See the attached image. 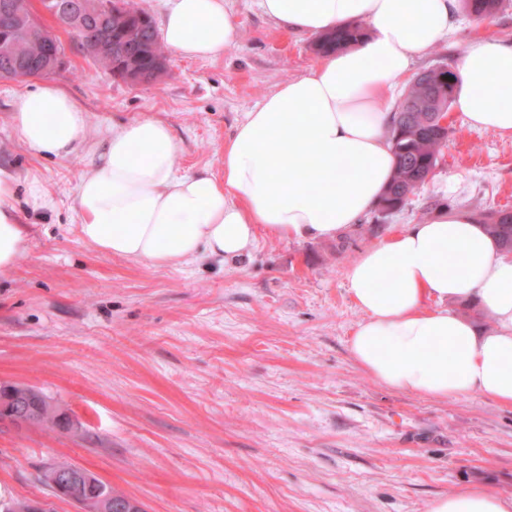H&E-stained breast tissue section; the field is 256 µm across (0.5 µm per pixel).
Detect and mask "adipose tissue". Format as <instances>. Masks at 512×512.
Segmentation results:
<instances>
[{
	"label": "adipose tissue",
	"instance_id": "obj_1",
	"mask_svg": "<svg viewBox=\"0 0 512 512\" xmlns=\"http://www.w3.org/2000/svg\"><path fill=\"white\" fill-rule=\"evenodd\" d=\"M285 28L323 35L367 23L357 43L324 56L248 112L224 141L223 172H183L169 125L154 116L114 125L91 141L87 112L44 82L15 97L12 131L33 155L87 149L74 195L83 241L98 251L176 267L245 253L258 233L328 240L369 213L391 182L393 89L413 61L444 40L459 0H258ZM240 25L224 0H172L161 40L180 57L223 54ZM456 111L475 130L512 136V42L473 41L457 64ZM50 206L42 182L0 167V277L26 237L19 202ZM363 312L351 354L383 386L439 400L474 393L512 405V252L477 217L441 209L364 250L347 272ZM473 300L492 321L477 328L447 305ZM438 308H428V301ZM428 512H512V496L474 485Z\"/></svg>",
	"mask_w": 512,
	"mask_h": 512
}]
</instances>
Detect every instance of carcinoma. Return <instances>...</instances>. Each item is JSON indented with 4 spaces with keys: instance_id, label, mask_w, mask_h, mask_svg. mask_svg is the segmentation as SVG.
<instances>
[{
    "instance_id": "carcinoma-1",
    "label": "carcinoma",
    "mask_w": 512,
    "mask_h": 512,
    "mask_svg": "<svg viewBox=\"0 0 512 512\" xmlns=\"http://www.w3.org/2000/svg\"><path fill=\"white\" fill-rule=\"evenodd\" d=\"M503 3L504 0H461L463 9L477 20L493 16ZM123 5L129 20L121 26L112 25V52L128 46L139 55L141 67L149 68L155 59L166 57V48L152 20L141 18L144 9L137 0H123ZM364 33V23H349L319 36L314 42V50L319 54L335 51L358 41ZM456 88V75L451 69L446 83L440 80V73L433 68L421 71L411 81L389 130L396 167L380 208L405 205L409 195L422 187L434 173L449 134V129L440 126L439 120L441 113L449 110ZM485 229L501 246L512 249V212L503 209L491 212ZM105 487L107 484L83 469L80 481L72 490L91 497Z\"/></svg>"
}]
</instances>
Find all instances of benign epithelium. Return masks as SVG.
<instances>
[{
	"mask_svg": "<svg viewBox=\"0 0 512 512\" xmlns=\"http://www.w3.org/2000/svg\"><path fill=\"white\" fill-rule=\"evenodd\" d=\"M49 8L45 12L54 15L60 26L65 23H77V16H94L100 12L106 14L109 23L100 25V33L84 42V53L96 61L107 63L106 75H112V21L124 19L121 0H47ZM27 0H0V13L18 20V25L3 29L0 35V55L5 58L17 57L23 45L36 43L41 46L48 43L47 33L38 25L27 19ZM64 64V52L54 48L43 53L39 59V67L17 71L16 79L28 80L41 75L51 74ZM166 69V60L159 59L149 72L132 70L126 75V82L132 85L150 83L161 76ZM55 407V404L45 395L36 390H25L16 396L12 408L0 409V425L22 428L41 419L45 411ZM79 476L77 468L70 464L59 465L50 475V481L55 488L72 485ZM76 501L84 507V512H115L112 505V495L96 500H86L82 497Z\"/></svg>",
	"mask_w": 512,
	"mask_h": 512,
	"instance_id": "benign-epithelium-1",
	"label": "benign epithelium"
}]
</instances>
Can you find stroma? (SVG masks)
<instances>
[{
    "label": "stroma",
    "instance_id": "obj_1",
    "mask_svg": "<svg viewBox=\"0 0 512 512\" xmlns=\"http://www.w3.org/2000/svg\"><path fill=\"white\" fill-rule=\"evenodd\" d=\"M239 39L213 59L170 55L155 83L97 73L68 35L52 82L86 110L94 136L153 115L168 123L185 171L221 170L224 140L247 112L319 56L257 0H225ZM512 41V4L463 15L413 72L455 66L473 40ZM0 80V166L38 176L53 199L25 212L24 246L0 280V384L33 387L78 432L0 428V501L79 512L44 478L84 468L144 512H428L470 484L512 495V405L473 394L437 400L387 388L354 361L362 320L348 290L365 248L427 220L435 203L512 211V138L451 132L433 177L398 211H372L343 237L258 236L244 256L160 268L100 253L72 222L84 151L31 155L11 128L16 93Z\"/></svg>",
    "mask_w": 512,
    "mask_h": 512
}]
</instances>
